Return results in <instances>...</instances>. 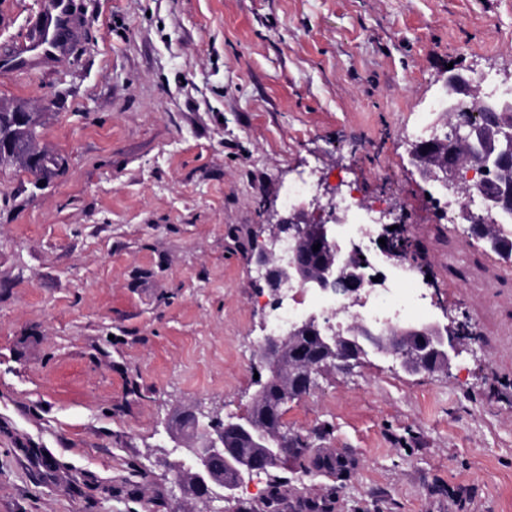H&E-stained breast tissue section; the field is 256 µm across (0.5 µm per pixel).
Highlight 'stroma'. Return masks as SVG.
Returning a JSON list of instances; mask_svg holds the SVG:
<instances>
[{"mask_svg":"<svg viewBox=\"0 0 512 512\" xmlns=\"http://www.w3.org/2000/svg\"><path fill=\"white\" fill-rule=\"evenodd\" d=\"M44 8L0 0V51ZM451 71L512 73V0H74L50 62L0 73L66 160L40 188L0 171V512H200L174 483L182 418L250 410L269 314L247 258L311 169L323 201L385 181L430 317L472 334L446 371L321 372L284 407L304 467L224 512H512V268L435 218L409 163Z\"/></svg>","mask_w":512,"mask_h":512,"instance_id":"stroma-1","label":"stroma"}]
</instances>
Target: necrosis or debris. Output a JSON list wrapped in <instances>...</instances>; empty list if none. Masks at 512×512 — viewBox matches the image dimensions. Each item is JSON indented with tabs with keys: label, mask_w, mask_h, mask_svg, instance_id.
<instances>
[{
	"label": "necrosis or debris",
	"mask_w": 512,
	"mask_h": 512,
	"mask_svg": "<svg viewBox=\"0 0 512 512\" xmlns=\"http://www.w3.org/2000/svg\"><path fill=\"white\" fill-rule=\"evenodd\" d=\"M463 179L470 191L467 196L446 198L440 201L436 214L440 221L459 224L462 211H478L484 196L479 178L471 169H464ZM344 192L336 203L337 214L345 218L344 236L356 239L359 253L365 259L363 286L356 299L323 293L302 286L290 288L284 299L267 297L265 306L271 310L268 331H277L289 322L308 315L310 310H319L326 322L333 327H343L349 321L373 326H400L422 321L432 298L415 281L422 266L417 258H410L408 265L394 270L387 269L376 251L377 240L383 226L399 225L402 238H409L411 215L407 210H395L385 205L384 194L371 197L358 195V186L344 181Z\"/></svg>",
	"instance_id": "1"
}]
</instances>
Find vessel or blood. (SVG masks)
Here are the masks:
<instances>
[{"label": "vessel or blood", "mask_w": 512, "mask_h": 512, "mask_svg": "<svg viewBox=\"0 0 512 512\" xmlns=\"http://www.w3.org/2000/svg\"><path fill=\"white\" fill-rule=\"evenodd\" d=\"M72 19V0H48L43 24L32 31L11 55L0 59V68L24 73L30 67L49 60L59 48L61 31Z\"/></svg>", "instance_id": "vessel-or-blood-1"}]
</instances>
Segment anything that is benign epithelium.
<instances>
[{"mask_svg": "<svg viewBox=\"0 0 512 512\" xmlns=\"http://www.w3.org/2000/svg\"><path fill=\"white\" fill-rule=\"evenodd\" d=\"M447 89L456 94L475 96L478 86L471 78L458 73L449 74L444 80ZM15 113L16 120L28 127L36 123L34 113L23 103L0 112ZM456 117L452 132L444 139L419 141L409 151L410 164L419 179L435 187L441 193L458 195L463 189L461 167L456 158L457 144L474 135V128L487 126L500 134H512V102L484 101L481 112L468 117L457 105L448 107ZM448 145V158L439 165L425 162L426 156L438 144ZM484 213L475 217L465 211L464 222L470 224V236L484 243L491 252L503 249L501 242L488 233L487 225L498 224L507 210L504 202L512 201V185L504 183L484 197ZM306 204L294 207L289 216L274 225L269 247L250 255L248 262L266 269L265 283L268 291L278 295L286 285L297 282L310 288H319L336 294L354 297L363 284L362 266L353 262L354 252L336 243V214L330 209L318 224L308 220ZM321 244L323 252H315L306 246L307 238ZM318 339L320 347L312 350L307 341ZM290 341L289 367L292 383L281 394V401L308 393L315 376L328 367L349 368L359 363L360 349L368 347L384 355L394 353L407 370L420 371L424 366L437 364V368L451 366L462 349L459 333L437 320L403 327L385 328L352 325L345 331H335L321 324L319 316L311 314L294 322L282 334L267 335L261 341V358L268 375L277 373L280 367L281 348ZM194 433L189 440L180 443L184 456L185 471L192 477L196 497L203 504L202 512H223L213 506L215 501H230L236 491L253 477L266 474L270 468L284 459V448L297 442L294 434L282 425L267 418L264 428L258 429L245 418L222 419L218 413L198 409L190 414ZM233 433L248 442L258 452L243 457L240 449L227 441V433Z\"/></svg>", "mask_w": 512, "mask_h": 512, "instance_id": "benign-epithelium-1", "label": "benign epithelium"}]
</instances>
